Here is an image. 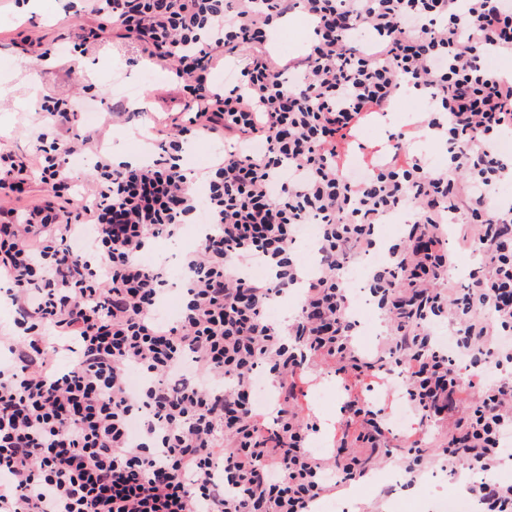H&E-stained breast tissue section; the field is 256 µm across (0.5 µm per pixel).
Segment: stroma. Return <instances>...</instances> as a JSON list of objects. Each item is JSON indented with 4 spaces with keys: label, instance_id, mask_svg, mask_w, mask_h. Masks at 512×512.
<instances>
[{
    "label": "stroma",
    "instance_id": "35a3bbf8",
    "mask_svg": "<svg viewBox=\"0 0 512 512\" xmlns=\"http://www.w3.org/2000/svg\"><path fill=\"white\" fill-rule=\"evenodd\" d=\"M66 0H42L40 11H23L19 0H0V148L24 156L34 148L33 125L35 101L43 96H68L83 99L97 96L99 110L93 124L105 150L121 148L139 155L135 133L123 118L113 114L120 96L110 89L114 78L139 84L140 94L152 95L159 108L172 109L167 94L169 73L150 63L134 62L130 47L117 44L112 29H105L98 45L88 51L66 52L52 56L50 65L25 71L26 60L34 58L40 45L58 41L68 33L63 6ZM154 78L142 82L145 72ZM403 109L393 117L378 116L356 132L346 157L348 168H357L362 157L393 145V136L405 126L420 121L426 111L419 97L404 95ZM458 371L463 380L457 415L468 418L491 380L512 377V364L495 366L482 361H464ZM298 401L293 410L298 421L318 429L328 444L344 441L348 457L367 459L369 443L363 437L372 427L382 430L381 445L392 454L387 463L372 465L368 476L343 481L333 475L335 490L323 494L313 505L315 512H394L395 501L420 500L426 512H438L439 503L448 492L452 477L440 452L454 432L451 420L434 418L425 429V449L419 460L416 480L403 479L396 496L371 490L375 475L404 471L403 459L407 436L417 429L413 411H401L406 401L400 375L376 379L358 372L337 357L318 355L309 363L298 385ZM403 413L402 425H394L396 413Z\"/></svg>",
    "mask_w": 512,
    "mask_h": 512
}]
</instances>
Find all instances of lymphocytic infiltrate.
Listing matches in <instances>:
<instances>
[{"label": "lymphocytic infiltrate", "mask_w": 512, "mask_h": 512, "mask_svg": "<svg viewBox=\"0 0 512 512\" xmlns=\"http://www.w3.org/2000/svg\"><path fill=\"white\" fill-rule=\"evenodd\" d=\"M65 10L74 48L99 36L83 16L110 20L170 69L186 109L153 126L152 152L117 163L82 130L77 103L47 97L31 158L0 151V280L15 308L0 335V512H308L324 471L367 473L343 449L321 459L307 446L289 405L308 353L367 372L401 367L425 419L456 406L455 355L512 364L499 341L512 329V208L497 196L512 159L496 147L512 130V76L488 63L512 54V0H68ZM297 10L313 38L283 60L267 29ZM221 64L235 67L234 83L214 81ZM409 91L429 98L419 127L447 144V167L427 168L402 131L388 157L349 174L342 144ZM196 139L221 149L188 170L182 152ZM75 156L92 160L81 192L67 174ZM35 181L48 191L23 205ZM464 190L478 232L463 242L482 244L492 271L452 289L448 217ZM400 211L411 230L370 284L391 325L367 356L353 344L343 280L374 247L375 226ZM195 223L181 309L160 320L168 266L144 256ZM307 224L322 254L310 278L292 253ZM301 285V311L279 331L268 306ZM446 314L452 354L429 333ZM264 372L278 395L269 419L255 397ZM508 428L504 379L449 439V465L494 472Z\"/></svg>", "instance_id": "lymphocytic-infiltrate-1"}]
</instances>
